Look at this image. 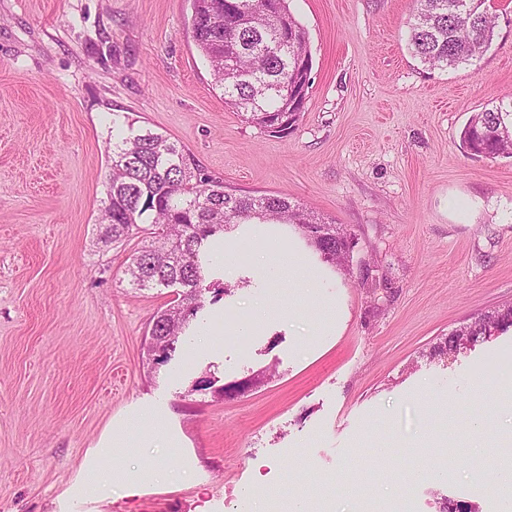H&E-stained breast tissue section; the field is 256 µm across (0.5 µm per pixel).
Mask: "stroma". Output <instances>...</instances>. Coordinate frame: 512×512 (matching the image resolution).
<instances>
[{
  "instance_id": "stroma-1",
  "label": "stroma",
  "mask_w": 512,
  "mask_h": 512,
  "mask_svg": "<svg viewBox=\"0 0 512 512\" xmlns=\"http://www.w3.org/2000/svg\"><path fill=\"white\" fill-rule=\"evenodd\" d=\"M491 48L453 70L412 56L414 0H289L312 57L295 129L247 123L188 33L192 0H0V512H512L489 488L512 433V331L454 357L435 343L512 303V159L464 149L474 113L512 96V0ZM190 149L227 188L280 195L346 227L348 267L319 287L258 272L285 232L225 241L237 272L172 359L144 338L179 289L137 290L138 239L100 242L113 117ZM267 318L243 324L257 306ZM216 358L196 355L203 332ZM234 399L222 385L265 369ZM213 380L211 388L195 384ZM165 408L166 438L118 449L169 481L65 495L109 425Z\"/></svg>"
}]
</instances>
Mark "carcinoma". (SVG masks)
<instances>
[{
    "label": "carcinoma",
    "mask_w": 512,
    "mask_h": 512,
    "mask_svg": "<svg viewBox=\"0 0 512 512\" xmlns=\"http://www.w3.org/2000/svg\"><path fill=\"white\" fill-rule=\"evenodd\" d=\"M408 46L423 64L455 68L478 59L493 43L497 17L487 0H415ZM191 37L208 61L215 88L247 122L261 128L282 118L295 60L311 56L308 37L288 0H193ZM476 155L512 157V100L474 114L462 132ZM99 223L106 240L148 236L135 249L127 274L134 288H182L176 304L153 317L145 339L148 360L167 362L180 336L203 308L202 254L209 237L240 224H285L297 229L320 260L332 267L347 257L336 250V225L288 198L241 195L206 171L185 146L150 130H118ZM512 327V305L488 311L461 327L470 344ZM439 512H477L471 503L444 497Z\"/></svg>",
    "instance_id": "carcinoma-1"
}]
</instances>
